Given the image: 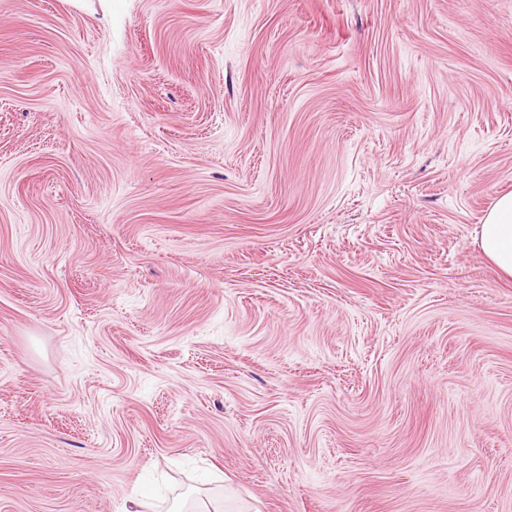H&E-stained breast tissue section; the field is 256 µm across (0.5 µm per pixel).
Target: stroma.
Instances as JSON below:
<instances>
[{
  "label": "stroma",
  "mask_w": 512,
  "mask_h": 512,
  "mask_svg": "<svg viewBox=\"0 0 512 512\" xmlns=\"http://www.w3.org/2000/svg\"><path fill=\"white\" fill-rule=\"evenodd\" d=\"M512 0H0V512H512ZM475 242L500 274L512 277V192L495 200Z\"/></svg>",
  "instance_id": "obj_1"
}]
</instances>
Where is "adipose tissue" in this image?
<instances>
[{"mask_svg":"<svg viewBox=\"0 0 512 512\" xmlns=\"http://www.w3.org/2000/svg\"><path fill=\"white\" fill-rule=\"evenodd\" d=\"M475 242L500 274L512 277V192L495 200Z\"/></svg>","mask_w":512,"mask_h":512,"instance_id":"ef3b65f1","label":"adipose tissue"}]
</instances>
